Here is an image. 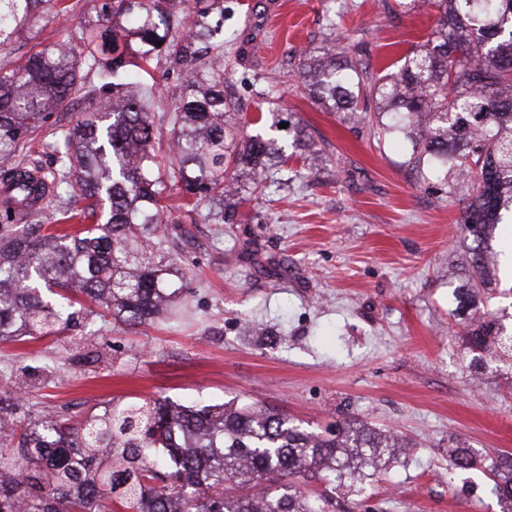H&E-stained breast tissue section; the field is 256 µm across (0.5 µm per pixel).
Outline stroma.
<instances>
[{
	"label": "stroma",
	"mask_w": 512,
	"mask_h": 512,
	"mask_svg": "<svg viewBox=\"0 0 512 512\" xmlns=\"http://www.w3.org/2000/svg\"><path fill=\"white\" fill-rule=\"evenodd\" d=\"M0 48V67L55 47L95 24L103 0H70ZM224 9V95L247 117L299 123L313 152L267 174L264 195L237 223L195 216L170 248L186 273L173 319L139 327L95 320L94 335L0 344V389L23 383L20 409L82 420L111 399L160 395L190 404L252 403L322 435L357 419L410 446L381 470L335 491L336 512H502L482 466L448 473V446L465 440L481 458L512 454V368L497 347L470 368L469 316L456 313L473 245L458 222L467 191L452 196L409 167L395 137L358 112L322 110L298 86L301 55L345 36L347 55L378 72L423 41L431 7L417 0H219ZM150 71L158 158L183 77L165 55ZM86 107L54 112L22 137L17 160L43 171L52 145ZM512 218L492 231L494 288L478 312L512 327Z\"/></svg>",
	"instance_id": "1"
}]
</instances>
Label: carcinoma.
<instances>
[{
  "label": "carcinoma",
  "instance_id": "1",
  "mask_svg": "<svg viewBox=\"0 0 512 512\" xmlns=\"http://www.w3.org/2000/svg\"><path fill=\"white\" fill-rule=\"evenodd\" d=\"M61 0H0V47ZM171 0H114L100 23L13 68H0V157L17 141L67 111L79 96L93 105L56 142L57 165L44 176L48 196L69 192L83 202L57 222L79 228L42 233L41 224L0 225V343L63 333L86 317L137 326L162 318L183 298L182 274L168 250L171 224L208 207L215 224L235 223L225 202L263 193L266 170L285 165L277 140L249 134L224 99V41L207 22L217 2L179 0L185 17L159 27ZM432 32L398 59V71L378 74L330 50L308 55L300 86L326 112L374 105L381 132L402 138L408 164L429 168L448 194L475 192L460 217L473 236L472 273L457 295L459 309L476 305L492 287L486 269L488 231L512 205V0H431ZM124 17L147 50H135ZM212 48L198 55L197 43ZM165 43L172 67L186 74L173 109L169 180L154 154L151 108L155 85L135 70ZM87 67L97 84L85 89ZM19 164L0 166V184L17 188ZM179 187L184 217L166 218L160 200ZM495 319L465 327L479 364L494 340L512 367V336ZM19 397L0 390V512H332L334 497L308 498L297 484H334L378 468L407 447L401 436L347 424L325 438L280 413L252 405H183L158 397L109 401L101 413L73 422L65 415L4 416ZM471 448L448 452V473L474 466ZM491 492L512 504V456L485 467Z\"/></svg>",
  "mask_w": 512,
  "mask_h": 512
}]
</instances>
